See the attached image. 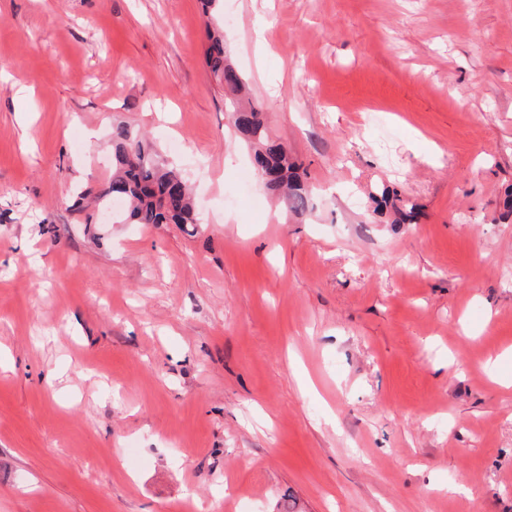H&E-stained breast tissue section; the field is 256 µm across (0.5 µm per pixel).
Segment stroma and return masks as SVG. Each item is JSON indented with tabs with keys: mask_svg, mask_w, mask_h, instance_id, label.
<instances>
[{
	"mask_svg": "<svg viewBox=\"0 0 512 512\" xmlns=\"http://www.w3.org/2000/svg\"><path fill=\"white\" fill-rule=\"evenodd\" d=\"M118 123L196 226L75 208ZM511 188L512 0H0V512H512ZM205 63L209 72L224 84V110L252 149L256 173L270 177L265 182L266 189L282 197L290 211L304 213L310 196L301 181L302 163L288 151L285 143L270 137L263 108L252 101L245 102L242 93L246 82L228 56L223 34L208 32ZM371 201L376 204L377 212L383 210L384 207H389L393 216L391 223L405 224L407 221L413 219L414 207L408 201L398 197H392L388 189L384 188L381 191L380 199L372 195ZM376 207L373 209L375 211Z\"/></svg>",
	"mask_w": 512,
	"mask_h": 512,
	"instance_id": "stroma-1",
	"label": "stroma"
}]
</instances>
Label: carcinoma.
<instances>
[{"mask_svg": "<svg viewBox=\"0 0 512 512\" xmlns=\"http://www.w3.org/2000/svg\"><path fill=\"white\" fill-rule=\"evenodd\" d=\"M205 63L209 72L224 84V111L235 129L253 151L256 172L269 176L266 189L284 199L296 214L309 207L310 196L301 181V163L288 146L269 135L263 108L244 100L246 82L228 56L224 35L208 33ZM112 172L96 192L99 210L112 211L114 224H194L195 203L187 182L168 168L161 155L147 148L125 124L112 127ZM377 209L390 208L392 223L413 219L414 207L408 201L390 196L384 188L371 196Z\"/></svg>", "mask_w": 512, "mask_h": 512, "instance_id": "cac0c4a2", "label": "carcinoma"}]
</instances>
